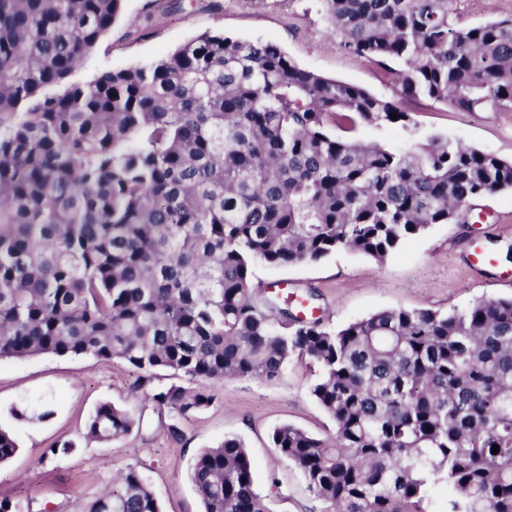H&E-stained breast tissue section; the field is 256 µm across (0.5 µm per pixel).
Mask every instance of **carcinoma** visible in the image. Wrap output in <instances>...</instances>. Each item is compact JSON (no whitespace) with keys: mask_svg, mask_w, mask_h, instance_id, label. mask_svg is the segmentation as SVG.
I'll list each match as a JSON object with an SVG mask.
<instances>
[{"mask_svg":"<svg viewBox=\"0 0 512 512\" xmlns=\"http://www.w3.org/2000/svg\"><path fill=\"white\" fill-rule=\"evenodd\" d=\"M124 0H0V360L119 358L154 387L170 437L226 379L270 381L292 358L329 438L275 426L271 447L330 512H512V297L447 312L389 308L341 327L253 287L259 265L337 250L385 261L461 208L512 191V161L297 64L276 43L204 32L167 56L72 80ZM344 49L400 65L405 96L512 112V21L464 25L459 0H323ZM397 119H391V114ZM396 127L391 148L354 136ZM140 420L100 404L88 435ZM499 446L492 453L493 446ZM0 429V463L14 456ZM203 512H270L244 441L196 457ZM85 512H161L142 473Z\"/></svg>","mask_w":512,"mask_h":512,"instance_id":"obj_1","label":"carcinoma"}]
</instances>
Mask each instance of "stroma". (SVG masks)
Segmentation results:
<instances>
[{
	"instance_id": "stroma-1",
	"label": "stroma",
	"mask_w": 512,
	"mask_h": 512,
	"mask_svg": "<svg viewBox=\"0 0 512 512\" xmlns=\"http://www.w3.org/2000/svg\"><path fill=\"white\" fill-rule=\"evenodd\" d=\"M241 40L276 41L300 66L359 85L412 112L420 137L438 135L501 158L512 159V112H465L405 97L392 74L344 50L324 16L322 0H124L111 30L75 72L78 81L106 68H126L162 58L203 32ZM482 223L434 224L411 238L385 262L339 250L316 264L258 266L253 285L287 282L295 294L314 293L326 324L338 327L388 308L448 311L479 298L512 297L503 275H512V192L477 199ZM494 258L473 272L471 245ZM317 368L296 359L274 381L227 379L211 388L212 405L182 426L172 440L156 411L143 402L152 386L120 359L41 355L0 360V428L15 434L19 448L0 465V501L21 502L30 512H84L112 483L136 466L162 512H202L190 479L198 453L224 436L241 437L255 468L258 490L271 512H325L306 489L298 469L278 458L272 429L289 422L326 435L333 425L310 393ZM104 402L142 410L141 429L118 441L88 436L89 419ZM47 406L48 417L16 420L12 411ZM61 440L65 456L48 455Z\"/></svg>"
}]
</instances>
